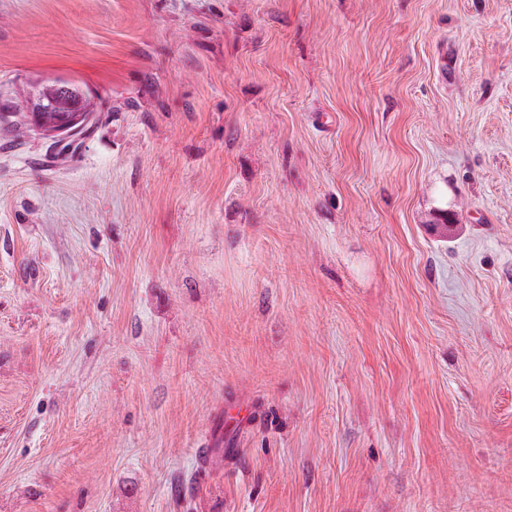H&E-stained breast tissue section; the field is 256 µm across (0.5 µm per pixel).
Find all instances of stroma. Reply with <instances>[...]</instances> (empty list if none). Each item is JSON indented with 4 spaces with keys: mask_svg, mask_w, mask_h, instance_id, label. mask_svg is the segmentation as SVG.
I'll return each instance as SVG.
<instances>
[{
    "mask_svg": "<svg viewBox=\"0 0 512 512\" xmlns=\"http://www.w3.org/2000/svg\"><path fill=\"white\" fill-rule=\"evenodd\" d=\"M56 76L0 512H512V0H0V98ZM44 111L41 119L45 125L53 124L57 119V112H72L73 110H82L84 104L81 101L62 98L52 90L44 93Z\"/></svg>",
    "mask_w": 512,
    "mask_h": 512,
    "instance_id": "1",
    "label": "stroma"
}]
</instances>
